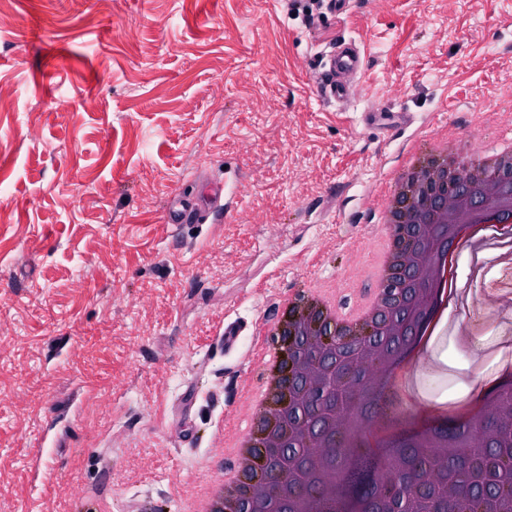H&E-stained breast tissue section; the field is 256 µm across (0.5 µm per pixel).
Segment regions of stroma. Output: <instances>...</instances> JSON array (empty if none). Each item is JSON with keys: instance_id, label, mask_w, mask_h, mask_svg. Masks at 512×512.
Here are the masks:
<instances>
[{"instance_id": "35a3bbf8", "label": "stroma", "mask_w": 512, "mask_h": 512, "mask_svg": "<svg viewBox=\"0 0 512 512\" xmlns=\"http://www.w3.org/2000/svg\"><path fill=\"white\" fill-rule=\"evenodd\" d=\"M352 38L365 77L319 99ZM510 72L512 0H0V512H184L235 471L220 434L254 427L283 299L369 298L380 184L419 133L470 158L512 138ZM227 175L230 216L164 221ZM448 252L470 315L507 327L503 257ZM492 341L477 365L448 330L426 394L490 378Z\"/></svg>"}]
</instances>
